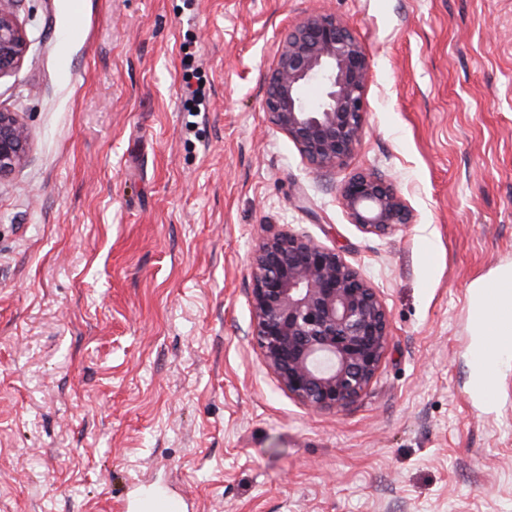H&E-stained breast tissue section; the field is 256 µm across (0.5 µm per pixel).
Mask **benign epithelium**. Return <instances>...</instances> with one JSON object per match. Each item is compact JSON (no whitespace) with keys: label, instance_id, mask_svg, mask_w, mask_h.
Listing matches in <instances>:
<instances>
[{"label":"benign epithelium","instance_id":"obj_1","mask_svg":"<svg viewBox=\"0 0 512 512\" xmlns=\"http://www.w3.org/2000/svg\"><path fill=\"white\" fill-rule=\"evenodd\" d=\"M0 0V77L18 68L29 45ZM370 65L341 20L309 16L282 40L262 107L271 122L318 171L331 172L363 135ZM316 85L320 95L305 97ZM27 129L15 112L0 111V177L26 156ZM351 223L363 233L393 234L413 214L392 180L358 173L341 187ZM253 339L288 394L314 410H341L376 377L389 340L386 307L369 281L336 250L290 230L265 233L250 259Z\"/></svg>","mask_w":512,"mask_h":512}]
</instances>
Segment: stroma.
<instances>
[{"instance_id": "1", "label": "stroma", "mask_w": 512, "mask_h": 512, "mask_svg": "<svg viewBox=\"0 0 512 512\" xmlns=\"http://www.w3.org/2000/svg\"><path fill=\"white\" fill-rule=\"evenodd\" d=\"M0 109V512H105L146 481L194 512H512V357L471 392L468 291L512 265V0H16ZM336 16L370 61L361 143L318 174L262 110L278 45ZM197 67L206 109H184ZM412 209L377 237L360 171ZM293 228L389 312L366 393L290 396L251 338L249 258ZM16 0L0 1V78L18 68L29 45L25 33L7 5ZM28 145L27 129L17 113L0 110V179L24 161ZM340 192L351 223L363 233L385 236L412 224V211L395 190L392 180L379 172L352 176Z\"/></svg>"}]
</instances>
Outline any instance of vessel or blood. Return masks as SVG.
I'll return each instance as SVG.
<instances>
[{
    "mask_svg": "<svg viewBox=\"0 0 512 512\" xmlns=\"http://www.w3.org/2000/svg\"><path fill=\"white\" fill-rule=\"evenodd\" d=\"M470 319L489 331L475 354L477 363H484L491 352L512 351V290L482 289L470 305ZM125 512H188V500L181 494L160 492L127 503Z\"/></svg>",
    "mask_w": 512,
    "mask_h": 512,
    "instance_id": "b4317fda",
    "label": "vessel or blood"
}]
</instances>
